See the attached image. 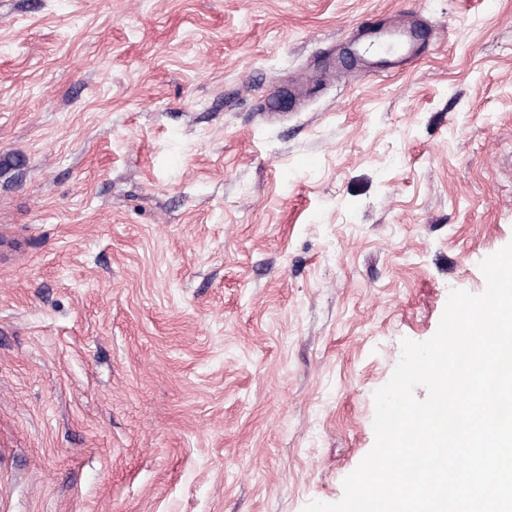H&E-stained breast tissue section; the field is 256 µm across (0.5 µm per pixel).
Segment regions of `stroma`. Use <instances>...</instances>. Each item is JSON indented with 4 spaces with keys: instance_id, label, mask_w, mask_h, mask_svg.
I'll list each match as a JSON object with an SVG mask.
<instances>
[{
    "instance_id": "1",
    "label": "stroma",
    "mask_w": 512,
    "mask_h": 512,
    "mask_svg": "<svg viewBox=\"0 0 512 512\" xmlns=\"http://www.w3.org/2000/svg\"><path fill=\"white\" fill-rule=\"evenodd\" d=\"M511 242L512 0H0V512L339 502Z\"/></svg>"
}]
</instances>
